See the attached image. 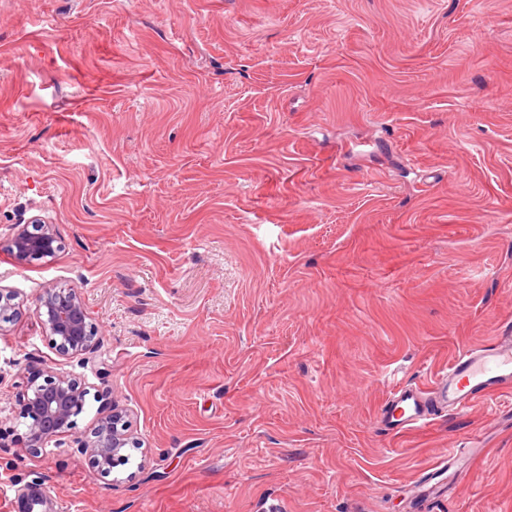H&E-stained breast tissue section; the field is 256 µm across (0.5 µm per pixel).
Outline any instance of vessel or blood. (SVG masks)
I'll return each instance as SVG.
<instances>
[{"mask_svg":"<svg viewBox=\"0 0 512 512\" xmlns=\"http://www.w3.org/2000/svg\"><path fill=\"white\" fill-rule=\"evenodd\" d=\"M494 393H512V330L508 328L489 342L460 350L447 370L429 383L396 385L384 401L378 422L387 434L401 435L433 422L439 413H464ZM472 454L469 448L443 451L436 464L414 479L418 496L429 499L442 492L450 474H463Z\"/></svg>","mask_w":512,"mask_h":512,"instance_id":"1","label":"vessel or blood"}]
</instances>
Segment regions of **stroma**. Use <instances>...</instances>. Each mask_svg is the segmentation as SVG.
<instances>
[{
    "instance_id": "1",
    "label": "stroma",
    "mask_w": 512,
    "mask_h": 512,
    "mask_svg": "<svg viewBox=\"0 0 512 512\" xmlns=\"http://www.w3.org/2000/svg\"><path fill=\"white\" fill-rule=\"evenodd\" d=\"M61 249L17 267L23 225ZM78 288L60 355L35 303ZM0 512H512V400L394 438L421 382L512 324V0H0ZM112 405L103 474L31 451V372ZM35 312L61 355L93 354L100 345L98 331L77 288H46L36 301ZM480 448H448L444 450L436 464L424 469L413 480L414 489L421 498L435 497L444 489L445 480L450 475H468L463 469L469 456L475 454ZM452 471L449 474V471Z\"/></svg>"
}]
</instances>
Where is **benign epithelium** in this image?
<instances>
[{"label": "benign epithelium", "mask_w": 512, "mask_h": 512, "mask_svg": "<svg viewBox=\"0 0 512 512\" xmlns=\"http://www.w3.org/2000/svg\"><path fill=\"white\" fill-rule=\"evenodd\" d=\"M58 249L57 234L50 224H34L18 231L7 252L19 267H28L52 256ZM35 312L46 336L63 356L92 354L100 345L98 331L76 288L51 287L38 297ZM23 396L20 415L26 420V446L36 451L67 435L84 406L85 391L69 376H49L44 383L31 381ZM134 443L127 410L116 405L100 418L89 439L75 437L72 444L90 453L106 472L121 449Z\"/></svg>", "instance_id": "benign-epithelium-1"}]
</instances>
